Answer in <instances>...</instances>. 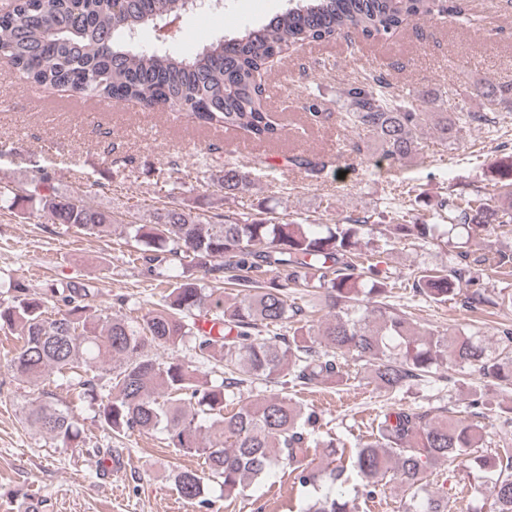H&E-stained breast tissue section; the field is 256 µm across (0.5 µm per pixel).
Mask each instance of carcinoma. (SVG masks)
Instances as JSON below:
<instances>
[{
    "label": "carcinoma",
    "instance_id": "1",
    "mask_svg": "<svg viewBox=\"0 0 512 512\" xmlns=\"http://www.w3.org/2000/svg\"><path fill=\"white\" fill-rule=\"evenodd\" d=\"M437 10V0H291L273 21L216 38L183 57L165 47L146 49L131 33L184 11V0H124L116 13L111 0H12L0 12V61L37 89L67 87L116 104L186 110L202 126L272 143L282 137L283 126L267 112L260 79L283 46L331 41L349 31L388 35ZM480 94L481 112L463 106L421 112L411 98L377 79L355 84L345 91L348 150L365 156L375 146L382 159L400 164L422 153L420 131L428 124L438 145H457L471 125L487 121L509 100L512 89L484 82ZM285 163L318 173L328 161L292 155ZM498 179L509 202L493 206L480 190L451 195L438 202L439 210L448 211L446 224H370L366 217L280 223L218 213L207 218L180 206L158 208L150 223L133 224L110 208L60 192L45 173L0 185V208L23 220L46 217L67 230L133 239V261L169 285L160 304L128 321L96 308L97 289L90 284L51 283L32 291L9 281L0 330L20 340L7 369L30 387L21 405L25 421L59 448L85 445L73 410L45 390L60 382L96 408L95 418L108 433L164 432L175 452L204 458L207 475L185 469L174 477L181 498L201 508L209 506L207 481L229 498L280 469L304 487L323 480L332 486L304 512H357V498L375 499L389 485L409 497L406 512H450L448 494L430 491L425 479L432 467L458 460L469 476L489 485L485 512H512V449L472 455L485 441L477 421L399 410L384 415L377 433L348 454L336 439H319L316 412L285 392L224 412L235 389L248 382L284 386L289 377L304 385H339L350 359L391 393L443 366H468L512 389V357L491 351L476 332L419 331L406 313L386 303L388 271L361 267L376 232L387 240L429 242L450 240L458 229L472 239L511 227L512 159L499 168ZM250 185L235 166H224L216 177L226 195L245 193ZM457 258L458 267L448 273L420 271L415 292L444 304L459 297L469 309L498 305L480 288L460 296L461 286L471 284L478 270L511 275L512 252L463 250ZM190 266L230 272L227 282L237 293L200 285L188 274ZM297 287L305 295L295 296ZM319 307L329 309L331 318L315 327L309 318ZM199 314L209 328L194 321ZM152 345L175 353L185 347L197 364L175 355L154 359L145 353ZM201 363L224 365L229 376L213 381ZM317 454L326 459L321 467L314 465ZM348 472L358 480L352 498L342 490Z\"/></svg>",
    "mask_w": 512,
    "mask_h": 512
}]
</instances>
